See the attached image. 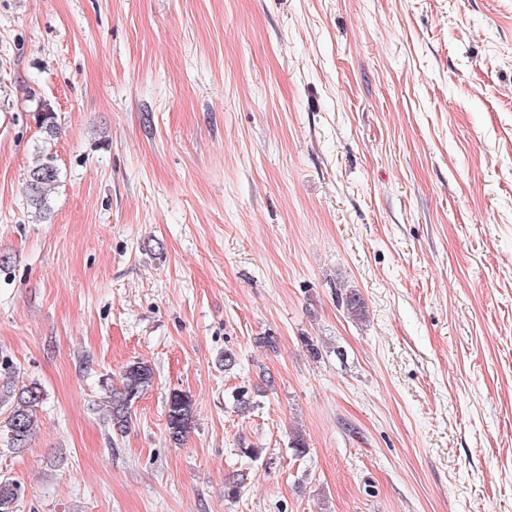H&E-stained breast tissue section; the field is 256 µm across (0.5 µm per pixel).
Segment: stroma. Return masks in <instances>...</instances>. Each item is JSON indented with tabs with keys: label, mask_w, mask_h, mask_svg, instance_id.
<instances>
[{
	"label": "stroma",
	"mask_w": 512,
	"mask_h": 512,
	"mask_svg": "<svg viewBox=\"0 0 512 512\" xmlns=\"http://www.w3.org/2000/svg\"><path fill=\"white\" fill-rule=\"evenodd\" d=\"M0 373L16 512H512V0H0ZM60 181V171L55 156L46 149L39 152L34 167L29 170L25 183L27 204L41 217L50 210L53 193ZM120 388L112 389V400L108 409L112 430L124 433L131 423L133 403L153 383V368L144 362L126 365L120 374ZM44 393L37 384L18 387L13 381L0 383V403L7 415L0 419V439L8 450L21 452L27 448L37 423V411ZM193 402L191 397L179 391L170 394L167 401L166 428L169 441L175 447L183 444L193 419Z\"/></svg>",
	"instance_id": "35a3bbf8"
}]
</instances>
